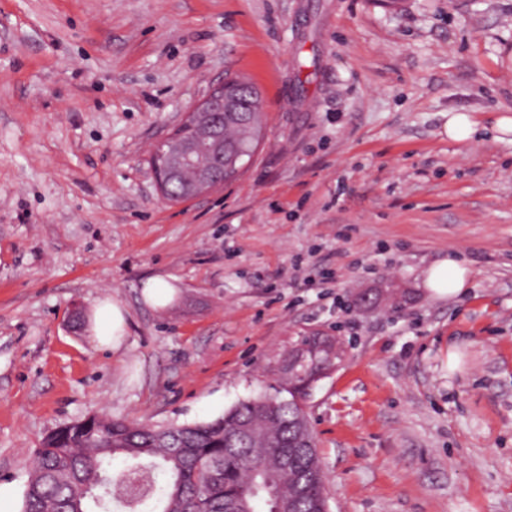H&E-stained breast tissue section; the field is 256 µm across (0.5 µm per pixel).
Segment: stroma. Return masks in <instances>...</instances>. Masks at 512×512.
<instances>
[{
    "label": "stroma",
    "mask_w": 512,
    "mask_h": 512,
    "mask_svg": "<svg viewBox=\"0 0 512 512\" xmlns=\"http://www.w3.org/2000/svg\"><path fill=\"white\" fill-rule=\"evenodd\" d=\"M264 106L236 180L149 163L226 74ZM463 115L473 139L446 133ZM512 0H0V484L94 412L273 394L339 336L310 424L330 512H512ZM456 253L464 295L429 269ZM173 277L162 308L141 294ZM124 305L96 350L91 303Z\"/></svg>",
    "instance_id": "1"
}]
</instances>
